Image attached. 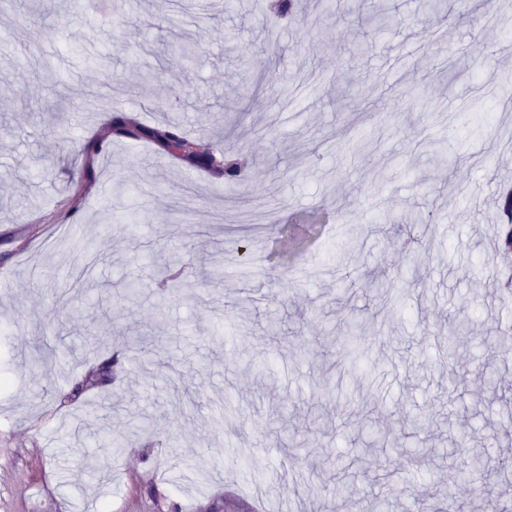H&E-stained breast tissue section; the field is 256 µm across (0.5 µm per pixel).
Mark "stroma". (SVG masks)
<instances>
[{"label":"stroma","instance_id":"35a3bbf8","mask_svg":"<svg viewBox=\"0 0 512 512\" xmlns=\"http://www.w3.org/2000/svg\"><path fill=\"white\" fill-rule=\"evenodd\" d=\"M330 2V17L318 0L285 17L267 0H90L81 17L67 0L0 6V512H363L336 476L351 456L358 476L388 463L392 512H410L492 452L485 380L512 385L486 351L512 337V298L496 283L512 268L494 250L498 189L512 185V0L445 19L389 0L396 23L362 56L341 9L362 0ZM176 37L198 45V65L161 69ZM111 40L112 93L95 100L85 59ZM119 116L177 119L198 153L235 156L238 181L116 134ZM85 237L108 298L50 296ZM182 241L197 275L158 300L160 266L145 256ZM375 269L402 290L340 356L337 323L373 306ZM132 278L144 284L135 302ZM451 320L481 338L453 363L430 334ZM106 324V343L34 364L37 340L57 348ZM144 337L148 362L127 350ZM245 354L275 391L241 371ZM109 359L110 385L84 387ZM107 397L119 447L77 441ZM353 399L381 406L392 454L354 456L350 426L305 453L314 416L339 420ZM144 413L146 434L134 429ZM407 415L430 429L409 435ZM294 468L322 483L318 510Z\"/></svg>","mask_w":512,"mask_h":512}]
</instances>
